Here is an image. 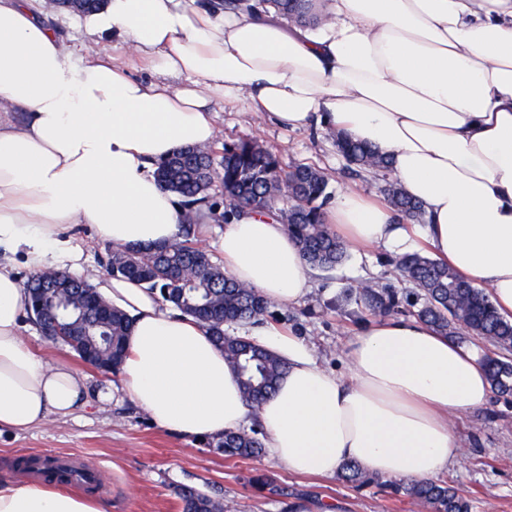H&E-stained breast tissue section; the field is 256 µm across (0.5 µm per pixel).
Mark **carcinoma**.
Instances as JSON below:
<instances>
[{
    "instance_id": "1",
    "label": "carcinoma",
    "mask_w": 512,
    "mask_h": 512,
    "mask_svg": "<svg viewBox=\"0 0 512 512\" xmlns=\"http://www.w3.org/2000/svg\"><path fill=\"white\" fill-rule=\"evenodd\" d=\"M265 9L299 25L317 24L313 0H260ZM336 151L358 171H389L387 159L344 131L332 133ZM156 177L176 194L186 211L181 240L147 248L115 247L107 254L106 270L112 276L133 279L157 290L169 303L198 322L224 349V358L237 371L248 402L259 405L269 398L286 370L274 354L225 332L233 324H258L270 317L271 304L259 292L234 281L211 254L199 246L198 224L191 214L207 207L224 208V223L253 211H274L294 239L311 268L331 270L349 258L345 243L325 224L324 208L331 198L326 174L313 165L300 164L284 170L276 152L256 140L223 143L204 150L178 151L158 164ZM223 187L222 201L211 196L215 182ZM384 194L396 215L414 224L426 223L422 204L405 194L396 181L386 182ZM402 280L414 299L390 285L380 288L351 286L345 302L360 312L385 317L409 313L449 339L477 337L493 350L483 365L494 392L512 395V321L501 316L490 294L464 279L451 266L416 252L399 258ZM25 312L49 340L56 333L79 337L71 345L80 359L104 373L118 374L130 331L129 318L89 288L62 271L31 276ZM260 431H228L209 446L229 460H249L263 453ZM42 475L56 483L77 482L92 489L95 477L89 469L47 467ZM342 478L356 486L381 485L379 478L359 464L348 462ZM431 512H472V503L443 480L412 481L395 488ZM182 512H223L207 494L192 488L179 493Z\"/></svg>"
}]
</instances>
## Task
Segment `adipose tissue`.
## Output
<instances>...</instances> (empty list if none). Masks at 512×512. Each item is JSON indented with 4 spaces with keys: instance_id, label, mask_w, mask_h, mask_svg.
Returning a JSON list of instances; mask_svg holds the SVG:
<instances>
[{
    "instance_id": "adipose-tissue-1",
    "label": "adipose tissue",
    "mask_w": 512,
    "mask_h": 512,
    "mask_svg": "<svg viewBox=\"0 0 512 512\" xmlns=\"http://www.w3.org/2000/svg\"><path fill=\"white\" fill-rule=\"evenodd\" d=\"M43 0H0V428L24 432L83 406L66 365L22 338L27 293L13 268L68 270L132 320L122 388L162 429L204 439L259 426L270 459L336 476L349 461L388 478H436L461 453L452 420L492 391L476 348L415 319L373 318L347 346L348 377L274 322L246 337L285 361L275 394L246 401L211 336L158 291L89 264L76 225L115 247L175 242L183 209L157 163L218 135L212 96L291 129L341 128L378 147L427 222L342 193L327 218L351 249L396 255L425 243L486 285L512 318V0H323L301 27L262 7L208 0H105L77 16L93 41L122 40L157 78L127 75L105 50L66 43ZM186 76L180 87L168 82ZM225 271L271 303L312 290L309 267L274 216L225 225ZM0 512H111L99 497L34 481L0 483Z\"/></svg>"
}]
</instances>
